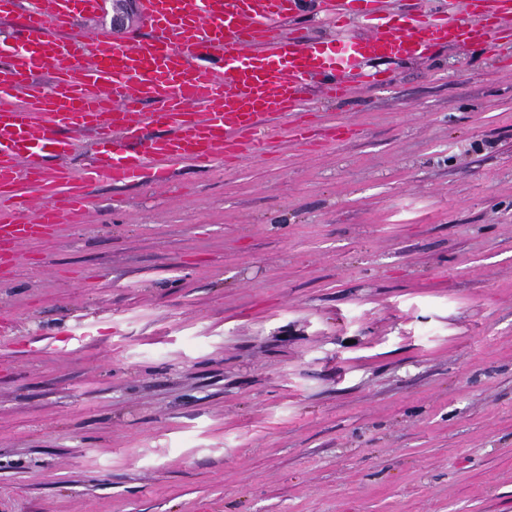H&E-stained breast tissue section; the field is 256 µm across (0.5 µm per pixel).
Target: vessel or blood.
Masks as SVG:
<instances>
[{"instance_id": "b4317fda", "label": "vessel or blood", "mask_w": 512, "mask_h": 512, "mask_svg": "<svg viewBox=\"0 0 512 512\" xmlns=\"http://www.w3.org/2000/svg\"><path fill=\"white\" fill-rule=\"evenodd\" d=\"M353 0H140L150 34L118 41L88 36L82 18L102 0H0V18L19 12L5 38L18 44L0 71V273L28 241L80 221L99 183L167 177L174 163L207 166L267 154L284 137L311 148L300 125L305 94L317 84L335 99L366 63L425 59L441 44L493 49L512 41V0H425L419 13L363 9ZM319 12L335 38L314 39L283 22ZM49 72L50 82L39 75ZM153 104L150 112L139 111ZM154 137H146V128ZM91 133L99 156L62 166L73 137Z\"/></svg>"}]
</instances>
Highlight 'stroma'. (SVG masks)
<instances>
[{
  "mask_svg": "<svg viewBox=\"0 0 512 512\" xmlns=\"http://www.w3.org/2000/svg\"><path fill=\"white\" fill-rule=\"evenodd\" d=\"M141 25L103 0L82 27ZM496 54L372 64L353 97H309L352 138L96 186L84 223L23 245L0 512H512Z\"/></svg>",
  "mask_w": 512,
  "mask_h": 512,
  "instance_id": "obj_1",
  "label": "stroma"
}]
</instances>
